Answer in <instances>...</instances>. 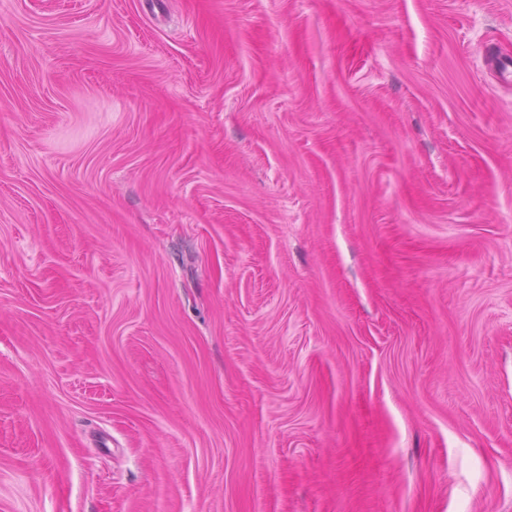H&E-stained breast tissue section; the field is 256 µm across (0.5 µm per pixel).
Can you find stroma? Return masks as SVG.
Wrapping results in <instances>:
<instances>
[{"instance_id": "stroma-1", "label": "stroma", "mask_w": 512, "mask_h": 512, "mask_svg": "<svg viewBox=\"0 0 512 512\" xmlns=\"http://www.w3.org/2000/svg\"><path fill=\"white\" fill-rule=\"evenodd\" d=\"M0 512H512V0H0Z\"/></svg>"}]
</instances>
